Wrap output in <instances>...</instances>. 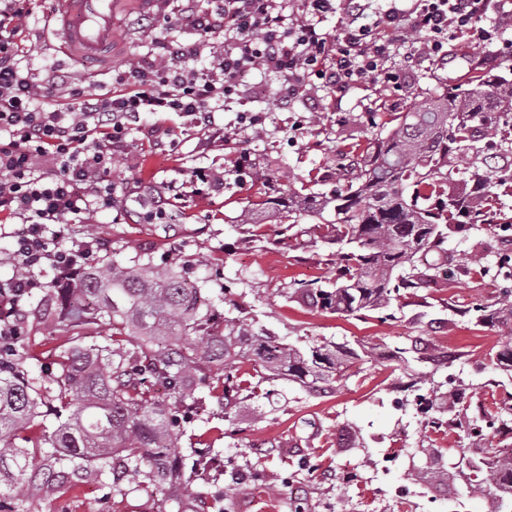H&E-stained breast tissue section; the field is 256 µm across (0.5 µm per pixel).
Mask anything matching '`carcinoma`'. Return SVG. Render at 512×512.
<instances>
[{"instance_id": "carcinoma-1", "label": "carcinoma", "mask_w": 512, "mask_h": 512, "mask_svg": "<svg viewBox=\"0 0 512 512\" xmlns=\"http://www.w3.org/2000/svg\"><path fill=\"white\" fill-rule=\"evenodd\" d=\"M365 146L342 154L340 185L328 191L283 186L267 167L249 169L257 199L243 206L237 224L264 214L288 221L287 233L303 220L331 253L336 275L329 286L298 288L309 304L341 316L387 309L401 293L417 294L435 281L433 264L418 267L419 255L448 259V234L476 224L512 226V63L480 68L465 88L424 94L407 112H391ZM196 263L184 249L158 262L138 251L86 266L72 280L32 293L18 335L0 338V512H38L37 505L94 481L103 499L133 489L152 497L151 512H200L198 473L222 452L192 448L187 464L180 448L198 419L203 389L215 394L223 420L234 427L233 410L256 393L243 380L252 366L259 382L288 380L310 394L336 390L346 373L370 354L344 344L316 343L307 351L279 341L246 317H228V286L212 295L207 281H191ZM477 323L512 339V289L495 302L472 307ZM40 326L67 338L47 377L26 367V340ZM108 334L101 335V328ZM162 387L166 397L151 394ZM412 386L422 424L447 413L470 447L449 467L435 450L415 449L430 459L432 480L464 485L486 496L490 512H512V453L497 450L489 435L512 422V391L487 413L461 401L463 389L444 392L431 372ZM134 486L125 485L127 476ZM259 488L281 494L287 481L254 469Z\"/></svg>"}]
</instances>
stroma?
<instances>
[{
	"mask_svg": "<svg viewBox=\"0 0 512 512\" xmlns=\"http://www.w3.org/2000/svg\"><path fill=\"white\" fill-rule=\"evenodd\" d=\"M58 8L59 0H36L25 22L23 68L37 73L73 67L47 27ZM133 18L130 12L117 14L121 49L107 70L76 69L79 87L111 92L130 64L150 62L152 35ZM451 50L447 65L420 60L414 71L394 83L368 78L341 93L312 87L289 110L275 97L277 77L250 71L238 95L215 114L216 125L224 129L220 138L202 135L179 113H145L112 166L114 208L93 211L83 223L72 225L73 236L92 237L101 260L112 258L114 249L125 244L158 258L179 245L193 258H218L225 279L233 283L239 315L254 318L285 342L304 347L327 339L356 351L368 343L378 347L375 359L341 381L334 393L312 396L299 385L282 381L273 400L241 402L242 434L218 440V447L232 456L235 466L259 464L287 478L289 485L280 496L242 487L220 504L210 494L211 480L204 479L197 483L204 512H288L289 496L302 499L308 512H399L394 500L377 498L372 485L336 479L338 466L347 463L360 469L368 457L383 468L378 483L392 490L410 487L412 512H448L450 495H464V487L437 489L420 477L424 462L412 457V449H442L450 462L464 442L457 432L424 428L408 384L411 374L421 370H435L441 382L459 375L471 385L472 402L496 409L502 394L499 383L506 378L497 354L506 340L462 312L476 301H493L499 290L487 273L462 266L459 258L476 252L491 263L512 256V241L506 240L501 226L483 224L449 238L446 247L454 262L438 273L430 288L400 298L387 314L371 311L343 317L288 296L289 289L333 277L329 247L298 226L284 236L279 224L267 220L259 239L235 227L233 217L254 191L246 172L224 173L227 160L244 153L260 161H277L278 182L299 178L310 190H330L350 135L369 136L370 113L407 111L442 79L459 84L467 78L468 61H503L492 48L476 49L462 38L452 42ZM257 129L264 132L259 141L252 138ZM198 168L224 174L223 190H198L192 180ZM154 186L165 187L171 204L166 219L145 224L140 215L153 204ZM394 347L401 348V357H390ZM267 407L273 410L270 420L255 422L257 410ZM149 504L150 496L143 491L105 502L97 486L83 484L62 498L42 502L41 512H147Z\"/></svg>",
	"mask_w": 512,
	"mask_h": 512,
	"instance_id": "stroma-1",
	"label": "stroma"
}]
</instances>
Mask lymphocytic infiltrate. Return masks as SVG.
<instances>
[{
    "label": "lymphocytic infiltrate",
    "mask_w": 512,
    "mask_h": 512,
    "mask_svg": "<svg viewBox=\"0 0 512 512\" xmlns=\"http://www.w3.org/2000/svg\"><path fill=\"white\" fill-rule=\"evenodd\" d=\"M369 0H300L286 20L281 0H224L200 12L186 0L153 38L158 55L150 67L133 66L112 94L78 88L69 72L49 70L42 80L19 65L23 21L29 0H0V236L13 238V255L24 278L0 289V335H11L12 320L30 293L41 288L46 269L61 273L95 263L89 242L72 237L71 225L90 211L113 206L108 178L115 151L144 112H180L203 132L215 128L214 111L236 94L241 75L252 69L279 78L277 96L289 104L312 83L343 92L366 78L392 81L395 53L405 65L424 56L440 63L458 34L493 45L512 28V0H389L375 22L362 18ZM344 10L336 33L322 23ZM193 27L198 41L184 47L172 30ZM223 40L224 51L206 69L190 59ZM66 96L65 107L38 105L39 92ZM22 230L7 232V221Z\"/></svg>",
    "instance_id": "lymphocytic-infiltrate-1"
}]
</instances>
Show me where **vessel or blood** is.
Segmentation results:
<instances>
[{
  "label": "vessel or blood",
  "instance_id": "b4317fda",
  "mask_svg": "<svg viewBox=\"0 0 512 512\" xmlns=\"http://www.w3.org/2000/svg\"><path fill=\"white\" fill-rule=\"evenodd\" d=\"M156 0H62L59 12L61 51L85 66L106 67L119 38L114 20L119 11L149 8Z\"/></svg>",
  "mask_w": 512,
  "mask_h": 512
}]
</instances>
